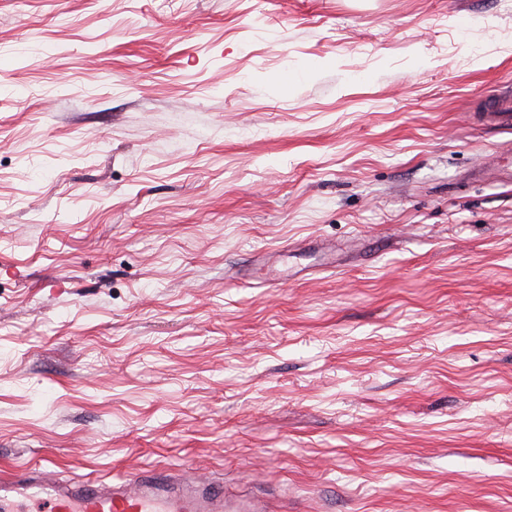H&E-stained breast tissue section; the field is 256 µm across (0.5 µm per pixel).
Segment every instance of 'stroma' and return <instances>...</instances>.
<instances>
[{"instance_id": "stroma-1", "label": "stroma", "mask_w": 512, "mask_h": 512, "mask_svg": "<svg viewBox=\"0 0 512 512\" xmlns=\"http://www.w3.org/2000/svg\"><path fill=\"white\" fill-rule=\"evenodd\" d=\"M492 94L512 0H0V471L512 512Z\"/></svg>"}]
</instances>
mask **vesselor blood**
I'll use <instances>...</instances> for the list:
<instances>
[{
	"instance_id": "vessel-or-blood-1",
	"label": "vessel or blood",
	"mask_w": 512,
	"mask_h": 512,
	"mask_svg": "<svg viewBox=\"0 0 512 512\" xmlns=\"http://www.w3.org/2000/svg\"><path fill=\"white\" fill-rule=\"evenodd\" d=\"M480 119L490 126L512 127V96L488 99ZM34 501L45 512H270L262 500L230 505L220 483L186 482L168 468L59 481L42 471L0 477V512H26Z\"/></svg>"
}]
</instances>
